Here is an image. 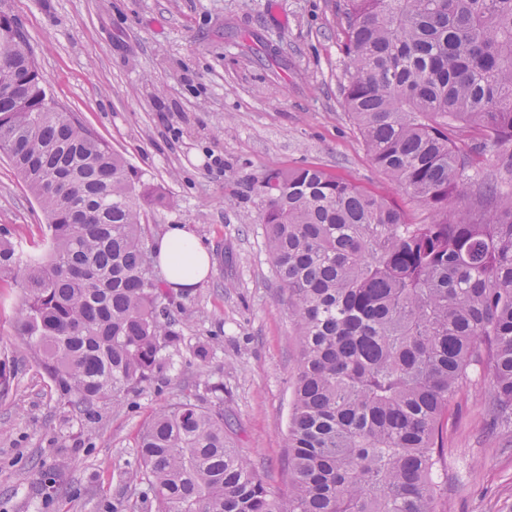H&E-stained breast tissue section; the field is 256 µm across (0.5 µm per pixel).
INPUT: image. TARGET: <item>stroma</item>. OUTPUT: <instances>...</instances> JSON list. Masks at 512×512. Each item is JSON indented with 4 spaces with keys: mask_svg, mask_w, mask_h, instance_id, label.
Segmentation results:
<instances>
[{
    "mask_svg": "<svg viewBox=\"0 0 512 512\" xmlns=\"http://www.w3.org/2000/svg\"><path fill=\"white\" fill-rule=\"evenodd\" d=\"M343 0H0L25 34L48 94L118 151L165 199L151 237L189 225L209 277L174 290L180 349L152 380L76 415L16 335L20 290L0 284V512H154L137 438L160 407L215 403L276 492L288 489L285 438L299 347L273 274L258 186L306 165L395 200L416 224L431 210L375 166L343 104ZM46 218L0 156V234L39 242ZM207 345L206 360L192 357ZM488 364L448 408L444 512H512V430L487 411Z\"/></svg>",
    "mask_w": 512,
    "mask_h": 512,
    "instance_id": "obj_1",
    "label": "stroma"
}]
</instances>
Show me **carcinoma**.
<instances>
[{"instance_id": "1", "label": "carcinoma", "mask_w": 512, "mask_h": 512, "mask_svg": "<svg viewBox=\"0 0 512 512\" xmlns=\"http://www.w3.org/2000/svg\"><path fill=\"white\" fill-rule=\"evenodd\" d=\"M343 16L346 112L433 218L317 167L265 174L300 349L288 492L233 447L223 406L179 402L137 444L155 512H443V419L480 358L492 420L512 428V0H343ZM7 78L25 94L0 89V153L47 224L40 252L0 238V280L22 289L18 335L91 416L180 348L179 304L148 269L150 188L47 96L22 36H0Z\"/></svg>"}]
</instances>
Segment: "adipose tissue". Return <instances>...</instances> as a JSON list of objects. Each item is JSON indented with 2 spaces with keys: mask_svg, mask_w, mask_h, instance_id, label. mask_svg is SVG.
I'll list each match as a JSON object with an SVG mask.
<instances>
[{
  "mask_svg": "<svg viewBox=\"0 0 512 512\" xmlns=\"http://www.w3.org/2000/svg\"><path fill=\"white\" fill-rule=\"evenodd\" d=\"M157 261L165 282L173 288H194L211 268L208 250L185 224H174L155 242Z\"/></svg>",
  "mask_w": 512,
  "mask_h": 512,
  "instance_id": "1",
  "label": "adipose tissue"
}]
</instances>
